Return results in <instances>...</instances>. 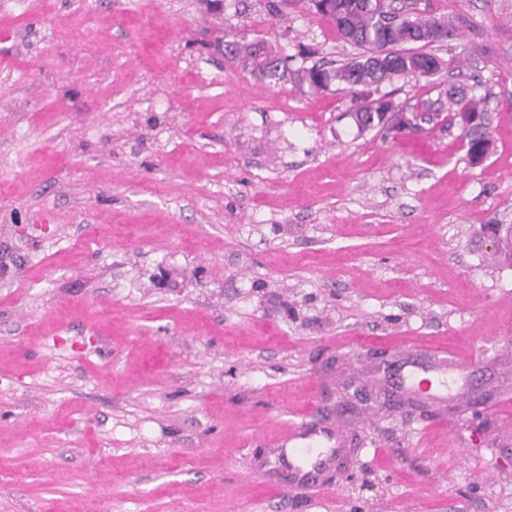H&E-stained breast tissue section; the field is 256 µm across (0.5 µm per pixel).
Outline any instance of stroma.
<instances>
[{
  "label": "stroma",
  "mask_w": 512,
  "mask_h": 512,
  "mask_svg": "<svg viewBox=\"0 0 512 512\" xmlns=\"http://www.w3.org/2000/svg\"><path fill=\"white\" fill-rule=\"evenodd\" d=\"M461 36L358 133L354 49L267 0H0V512H512V0H415ZM288 56L224 59L223 27ZM462 81L495 115L470 164ZM446 353L421 408L378 365ZM313 419L351 462L307 486L269 442Z\"/></svg>",
  "instance_id": "1"
}]
</instances>
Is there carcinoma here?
Wrapping results in <instances>:
<instances>
[{"mask_svg":"<svg viewBox=\"0 0 512 512\" xmlns=\"http://www.w3.org/2000/svg\"><path fill=\"white\" fill-rule=\"evenodd\" d=\"M308 10L322 19L338 39L358 50L338 67L325 63L305 71L303 79L313 88L326 90L337 84L351 96L350 116L359 132L383 130L394 112H417L419 106L398 103L390 94H378L379 86L400 77L430 76L439 60L429 49L456 36L448 18L411 12L405 2L396 6L379 0H306ZM224 57L240 61L269 80L288 71L290 57L282 58L263 39L255 42L224 39ZM448 113L460 129L470 161L483 158L491 149L486 98L463 87L448 89Z\"/></svg>","mask_w":512,"mask_h":512,"instance_id":"cac0c4a2","label":"carcinoma"}]
</instances>
